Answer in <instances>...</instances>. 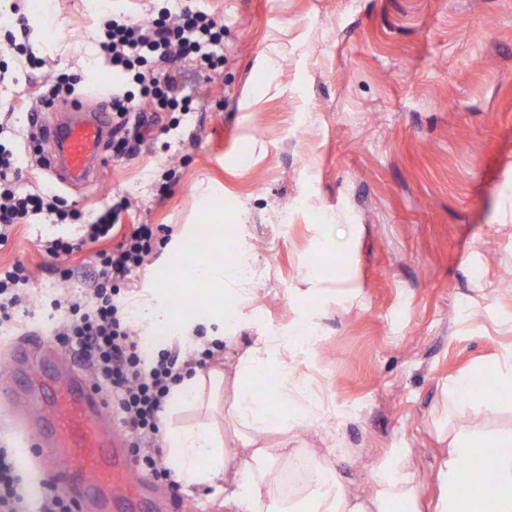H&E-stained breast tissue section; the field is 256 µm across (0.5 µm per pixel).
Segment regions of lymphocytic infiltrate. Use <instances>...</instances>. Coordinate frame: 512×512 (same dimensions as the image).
Listing matches in <instances>:
<instances>
[{
    "label": "lymphocytic infiltrate",
    "mask_w": 512,
    "mask_h": 512,
    "mask_svg": "<svg viewBox=\"0 0 512 512\" xmlns=\"http://www.w3.org/2000/svg\"><path fill=\"white\" fill-rule=\"evenodd\" d=\"M101 32L99 47L113 72L140 88L135 94L121 87L112 95V152L130 156L146 142L152 125L144 99H152L172 114L190 112V96L183 94L169 71L183 63L200 73H217L224 63V25L210 13L188 6L175 15L160 11L147 22L107 18ZM39 134L35 125H27L23 150L0 142V246L8 242L15 225L40 217L55 224H79V238L44 243L47 254L58 259L56 272L65 281L70 270L63 265V257L83 243L112 239L118 215L130 208L131 201L120 197L94 222L83 225L79 212L69 209L55 188L38 193L24 190L20 185L23 170L44 164L35 146ZM159 243L153 225H134L115 247L95 254L92 285L84 296L60 295L51 305L62 313L54 322L57 338L90 363L117 424L133 442L134 452L140 454L145 468L165 478L169 471L154 441L168 397L183 373L205 367L223 350L224 342L206 340L182 357L164 351L145 360L121 290ZM29 281L30 273L20 263L0 272V324H16L31 316ZM0 512H73V505L47 481L42 482L39 493L30 494L16 454L0 448Z\"/></svg>",
    "instance_id": "1"
}]
</instances>
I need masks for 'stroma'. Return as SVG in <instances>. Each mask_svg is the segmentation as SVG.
<instances>
[{
    "label": "stroma",
    "instance_id": "35a3bbf8",
    "mask_svg": "<svg viewBox=\"0 0 512 512\" xmlns=\"http://www.w3.org/2000/svg\"><path fill=\"white\" fill-rule=\"evenodd\" d=\"M190 3L224 23L221 70L208 82L178 77L197 111L173 130L155 111L141 153L104 149L101 177L62 193L87 222L127 194L137 205L121 213L122 229L169 227L129 283L137 303L181 291L168 256L185 240L200 259L219 240L247 254V294L220 312L210 293L194 298L202 315L190 326L235 339L215 365L255 336L313 321L319 337L296 370L350 414L305 429L306 446L347 449L360 491L399 446L426 481L444 389L512 351V292L500 288L512 272V0ZM54 10L57 43L37 52L45 69L18 72L0 101L54 72L88 76L76 98L110 108L112 72L86 55L102 13L88 0H55ZM214 197L223 211L205 206ZM77 235L44 218L16 225L0 247V270L24 263L42 307L0 334V373L16 344L48 335L43 305L65 286L43 240ZM96 250L67 257L71 294L89 287ZM316 262L327 279H308Z\"/></svg>",
    "mask_w": 512,
    "mask_h": 512
}]
</instances>
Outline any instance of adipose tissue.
Instances as JSON below:
<instances>
[{
  "label": "adipose tissue",
  "mask_w": 512,
  "mask_h": 512,
  "mask_svg": "<svg viewBox=\"0 0 512 512\" xmlns=\"http://www.w3.org/2000/svg\"><path fill=\"white\" fill-rule=\"evenodd\" d=\"M300 351L281 336H258L236 358L209 373L183 377L174 387L163 423L162 451L172 479L183 490L218 486L229 512H512V427L493 429L472 422L471 412L487 401V373L512 388V362L479 366L450 385L443 408L455 424L428 487H421L408 451L396 449L359 492L338 467V447L319 452L298 446V431L317 420L303 400L308 378L296 375ZM272 379L287 410L257 397L252 383ZM195 409L196 423L172 418ZM496 453L477 462L479 448Z\"/></svg>",
  "instance_id": "ef3b65f1"
}]
</instances>
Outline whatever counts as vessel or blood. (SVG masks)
I'll list each match as a JSON object with an SVG mask.
<instances>
[{
    "label": "vessel or blood",
    "mask_w": 512,
    "mask_h": 512,
    "mask_svg": "<svg viewBox=\"0 0 512 512\" xmlns=\"http://www.w3.org/2000/svg\"><path fill=\"white\" fill-rule=\"evenodd\" d=\"M111 133L110 112L89 109L80 100L71 103L61 119L45 127L47 169L67 185L98 175L105 164L102 145ZM0 398L19 411L28 458L51 476L75 512H97L103 503L119 512L141 500L128 440L106 396L75 370L69 353L60 350L35 364L28 349H18L0 380Z\"/></svg>",
    "instance_id": "1"
}]
</instances>
